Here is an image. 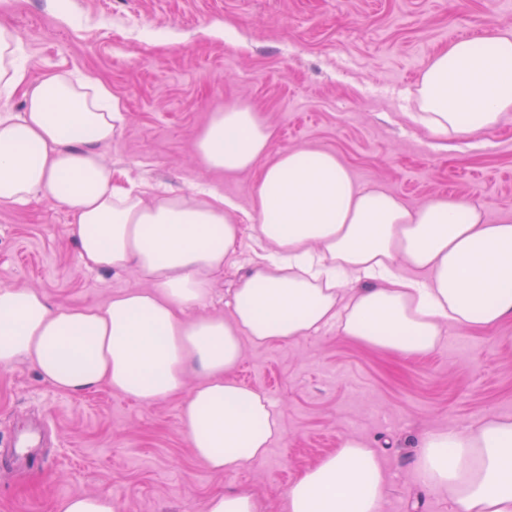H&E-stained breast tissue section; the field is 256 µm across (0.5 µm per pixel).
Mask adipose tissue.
I'll return each mask as SVG.
<instances>
[{
    "mask_svg": "<svg viewBox=\"0 0 512 512\" xmlns=\"http://www.w3.org/2000/svg\"><path fill=\"white\" fill-rule=\"evenodd\" d=\"M17 92L19 111L9 104ZM415 100L411 118L436 142L494 128L512 112V32L449 43L424 68ZM125 110L77 68L31 81L19 38L0 25V203L54 197L72 215L86 268H133L146 282L91 308L1 285L0 370L30 362L71 395L100 385L144 404L185 395L180 425L195 458L230 474L261 462L280 435L275 405L233 377L243 341L289 342L332 327L409 356L435 351L444 326L512 319V217L491 223L448 196L412 208L357 186L333 153H271L275 130L247 103L212 113L194 153L211 172L260 167L249 211L215 189L148 201L134 181L118 184L103 158ZM242 263L250 271L228 315L197 316L225 266ZM415 462L454 512H512V420L423 432ZM386 488L378 453L348 438L288 487L283 506L382 512Z\"/></svg>",
    "mask_w": 512,
    "mask_h": 512,
    "instance_id": "adipose-tissue-1",
    "label": "adipose tissue"
}]
</instances>
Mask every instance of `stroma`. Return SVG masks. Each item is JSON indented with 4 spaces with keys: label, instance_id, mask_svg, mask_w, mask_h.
Listing matches in <instances>:
<instances>
[{
    "label": "stroma",
    "instance_id": "obj_1",
    "mask_svg": "<svg viewBox=\"0 0 512 512\" xmlns=\"http://www.w3.org/2000/svg\"><path fill=\"white\" fill-rule=\"evenodd\" d=\"M31 78L80 68L121 98L126 123L105 148L118 180L186 193L210 184L249 208L258 170L195 166L211 113L248 102L276 127L273 151L335 153L357 186L419 206L439 195L512 216V112L494 129L432 147L411 125L426 63L471 32L512 31V0H0ZM67 208L49 196L0 205V284L60 307H97L143 287L135 269L87 270ZM235 372L277 407L280 437L234 474L194 459L180 429L183 396L143 404L106 387L58 391L26 362L0 371V454L42 426L41 465L0 466V512H55L78 493L109 492L116 512H205L207 498L247 490L263 512L307 468L355 437L387 478L383 512H452L424 486L414 444L424 431L512 419V320L445 331L422 356L370 348L335 329L288 343L242 344Z\"/></svg>",
    "mask_w": 512,
    "mask_h": 512
}]
</instances>
